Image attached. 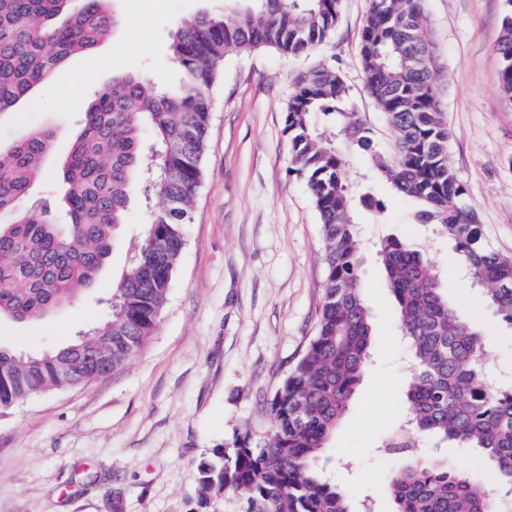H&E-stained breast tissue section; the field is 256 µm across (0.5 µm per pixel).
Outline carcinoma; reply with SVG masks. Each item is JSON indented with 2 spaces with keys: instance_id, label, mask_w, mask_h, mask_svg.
<instances>
[{
  "instance_id": "cac0c4a2",
  "label": "carcinoma",
  "mask_w": 512,
  "mask_h": 512,
  "mask_svg": "<svg viewBox=\"0 0 512 512\" xmlns=\"http://www.w3.org/2000/svg\"><path fill=\"white\" fill-rule=\"evenodd\" d=\"M0 0V115L13 111L76 53L91 54L118 25L109 0ZM497 45L500 86L512 96V0H505ZM341 0H249L228 18L202 12L171 36L182 72L164 91L144 76L120 75L99 88L64 160L70 220L31 190L54 139L49 128L0 147V317L35 324L90 287L112 255L125 223L134 178L148 211L144 238L113 289L101 323L87 336L41 354L0 347V415L38 395L104 377L88 355L112 352L116 373L152 336L185 248L202 176L211 120L210 89L231 52L274 48L298 57L336 28ZM370 96L398 135L392 156L373 150L336 67L317 66L295 82L285 115L293 171L306 176L322 223L325 279L317 327L266 412L263 437L252 429L198 467L201 502L237 492L245 512H355L329 477V439L363 377L372 325L359 273L355 192L344 175L345 150L371 154L374 168L402 196L420 203L416 217L455 242L495 315L512 327V257L490 249L479 216L448 155L449 131L434 74L425 0H371L360 43ZM149 127L153 139L144 138ZM377 253L399 308V328L413 363L401 453L424 439L478 450L492 463L499 500L483 481L436 457H419L390 477L391 512H512V383L489 374L495 350L442 290L430 258L416 244L381 239Z\"/></svg>"
}]
</instances>
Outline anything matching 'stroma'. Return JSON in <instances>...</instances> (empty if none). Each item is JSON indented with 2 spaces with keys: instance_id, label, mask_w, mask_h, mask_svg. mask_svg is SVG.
<instances>
[{
  "instance_id": "obj_1",
  "label": "stroma",
  "mask_w": 512,
  "mask_h": 512,
  "mask_svg": "<svg viewBox=\"0 0 512 512\" xmlns=\"http://www.w3.org/2000/svg\"><path fill=\"white\" fill-rule=\"evenodd\" d=\"M369 5L342 0L335 31L307 55L262 49L226 57L211 90L207 150L185 249L158 325L119 373L31 398L0 416V512H243L241 497L230 490L199 507L198 466L243 428L266 431V403L313 335L322 297L320 218L306 177L291 169L284 131L296 77L318 64L335 65L375 149L392 153L397 140L367 94L360 63ZM504 5L426 0L449 157L492 246L512 255V99L499 88L495 51ZM233 7L232 0H111L122 25L94 57L71 58L39 90L46 106L26 103L0 118L2 146L36 128L56 132L34 194L61 203L59 166L96 89L117 74L177 88L172 33L196 14ZM82 70L92 79L66 105L55 106L67 77ZM345 175L385 210L357 215L374 339L327 453L340 460L336 482L354 505L368 502L374 512H387L385 484L403 459L384 446L403 427L412 362L377 242L393 235L426 247L449 299L495 346L493 371L512 373V331L480 301L452 243L416 222L414 202L395 194L364 152L349 155ZM146 221L140 202H132L94 286L37 323L1 319L0 346L42 353L97 326Z\"/></svg>"
}]
</instances>
